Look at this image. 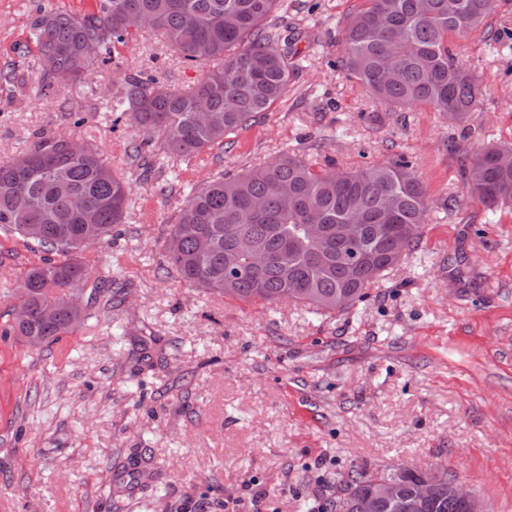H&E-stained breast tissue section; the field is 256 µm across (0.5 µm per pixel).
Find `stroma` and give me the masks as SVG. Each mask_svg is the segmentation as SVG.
I'll return each mask as SVG.
<instances>
[{
    "mask_svg": "<svg viewBox=\"0 0 512 512\" xmlns=\"http://www.w3.org/2000/svg\"><path fill=\"white\" fill-rule=\"evenodd\" d=\"M356 0H288L271 21L305 27L310 55L285 98L231 149L179 168L199 185L292 149L344 167L406 155L435 209L406 258L340 314L295 302L245 303L170 272L166 242L180 195L130 169L133 203L113 246L83 255L124 288V333L104 318L39 350L0 337V512H305L337 475L404 463L446 467L485 504L512 512V213L466 199L465 153L512 143V40H454L488 93L465 129L418 108L363 123L377 104L330 67L337 22ZM30 0H0V157L40 134L92 139L118 160L136 138L112 128L107 100L129 76L195 83L150 32L118 46L112 69L41 95L24 50ZM85 121L75 125L76 114ZM28 255L0 232V314Z\"/></svg>",
    "mask_w": 512,
    "mask_h": 512,
    "instance_id": "obj_1",
    "label": "stroma"
}]
</instances>
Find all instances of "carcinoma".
I'll list each match as a JSON object with an SVG mask.
<instances>
[{"instance_id":"carcinoma-1","label":"carcinoma","mask_w":512,"mask_h":512,"mask_svg":"<svg viewBox=\"0 0 512 512\" xmlns=\"http://www.w3.org/2000/svg\"><path fill=\"white\" fill-rule=\"evenodd\" d=\"M496 0H362L344 18L337 70L357 81L387 112L430 106L456 124L467 122L478 106V75L459 61L451 38L486 26ZM285 0H95L91 12L64 4L35 5L28 41L38 51L41 90L81 82L112 65L114 52L140 30H150L183 62L207 67L186 89L155 77L126 79L112 112L117 126L128 118L142 133L124 148L125 164L163 170L167 162L189 161L247 129L288 93L303 57L299 27L272 26ZM97 45L85 52L88 42ZM390 79L382 80L384 73ZM457 108L448 112V103ZM512 147L488 143L461 163L466 194L492 209L512 211V168L498 164ZM130 183L106 160L94 142L66 135L41 136L33 148L0 159V230L33 255L25 273L29 293L18 298L25 314L14 316L1 336L40 344L73 334L85 320L112 312V288L94 277L79 254L90 245H111L131 203ZM21 197L26 212L14 208ZM83 200L75 209L71 200ZM433 201L406 157L351 170L332 161L319 163L294 151L233 175L217 176L184 194L167 252L170 269L185 282L244 302L277 303L297 295L316 313L345 312L367 296L397 266L419 235L401 241L388 227L412 229L429 217ZM357 217L364 224L357 245L336 229ZM37 224L41 235L26 231ZM307 224H320L328 236L319 254L310 251ZM208 238L211 247L199 249ZM268 261L252 268V258ZM55 315L46 319L42 311ZM446 479L420 512H465ZM353 469L336 482L324 512H406L418 482L407 475L399 498L371 497L377 477Z\"/></svg>"}]
</instances>
